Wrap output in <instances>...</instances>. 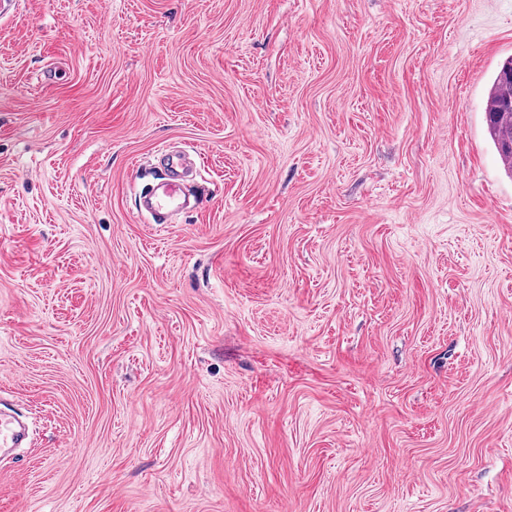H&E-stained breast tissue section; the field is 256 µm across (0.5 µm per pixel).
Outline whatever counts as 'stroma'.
<instances>
[{
  "instance_id": "obj_1",
  "label": "stroma",
  "mask_w": 512,
  "mask_h": 512,
  "mask_svg": "<svg viewBox=\"0 0 512 512\" xmlns=\"http://www.w3.org/2000/svg\"><path fill=\"white\" fill-rule=\"evenodd\" d=\"M16 2L0 512H512V0ZM510 59V58H509ZM507 59L495 74L485 107V119L488 134L493 141L496 151L507 165V170L512 171V112L505 107V102L512 97V84L505 81L501 72L507 62L512 63V58ZM182 166V160L178 159L176 166L171 167V175L167 181L141 194L144 209L154 218L155 224H164L168 212L178 206L179 174L177 168ZM27 438L25 425L17 415L0 410V455L4 451L20 448Z\"/></svg>"
}]
</instances>
